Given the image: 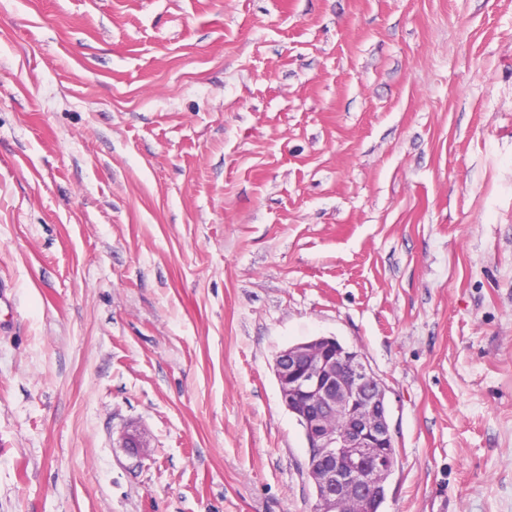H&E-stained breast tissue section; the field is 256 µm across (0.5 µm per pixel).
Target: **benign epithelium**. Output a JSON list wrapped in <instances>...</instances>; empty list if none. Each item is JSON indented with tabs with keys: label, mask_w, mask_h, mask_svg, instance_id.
<instances>
[{
	"label": "benign epithelium",
	"mask_w": 512,
	"mask_h": 512,
	"mask_svg": "<svg viewBox=\"0 0 512 512\" xmlns=\"http://www.w3.org/2000/svg\"><path fill=\"white\" fill-rule=\"evenodd\" d=\"M282 404L303 426L310 458L307 474L317 512H373L396 446L386 387L362 355L320 336L279 352L274 363ZM342 414L336 427L329 415Z\"/></svg>",
	"instance_id": "benign-epithelium-1"
}]
</instances>
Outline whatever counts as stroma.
Listing matches in <instances>:
<instances>
[{
	"label": "stroma",
	"instance_id": "35a3bbf8",
	"mask_svg": "<svg viewBox=\"0 0 512 512\" xmlns=\"http://www.w3.org/2000/svg\"><path fill=\"white\" fill-rule=\"evenodd\" d=\"M0 290V512H312L319 336L512 512V0H0Z\"/></svg>",
	"mask_w": 512,
	"mask_h": 512
}]
</instances>
